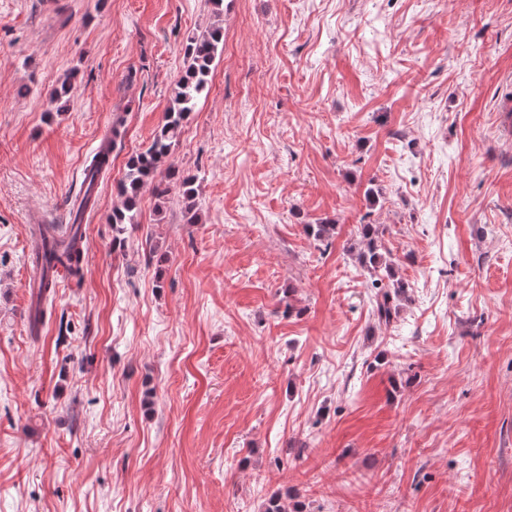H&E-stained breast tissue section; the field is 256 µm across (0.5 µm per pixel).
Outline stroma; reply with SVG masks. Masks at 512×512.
<instances>
[{
    "label": "stroma",
    "instance_id": "1",
    "mask_svg": "<svg viewBox=\"0 0 512 512\" xmlns=\"http://www.w3.org/2000/svg\"><path fill=\"white\" fill-rule=\"evenodd\" d=\"M217 19L168 158L198 221L148 187L114 243ZM511 91L512 0H0V512H512ZM118 116L33 324V230ZM364 224L408 285L387 324ZM222 38L223 27L215 23L205 36L192 37L187 42L185 55L188 65L175 84L172 106L165 113L164 121L155 131L149 146L128 160L125 173L117 183L123 206L113 211L112 224L119 235L126 230V224L139 223L137 202L148 183H154L153 190L159 198L167 196L172 186H177L184 199L185 210L191 214L188 222L194 224L197 221L196 212H193L196 205L194 178L180 176L171 166L163 172L161 166L179 136L183 121L193 112L199 99L208 93V76Z\"/></svg>",
    "mask_w": 512,
    "mask_h": 512
}]
</instances>
